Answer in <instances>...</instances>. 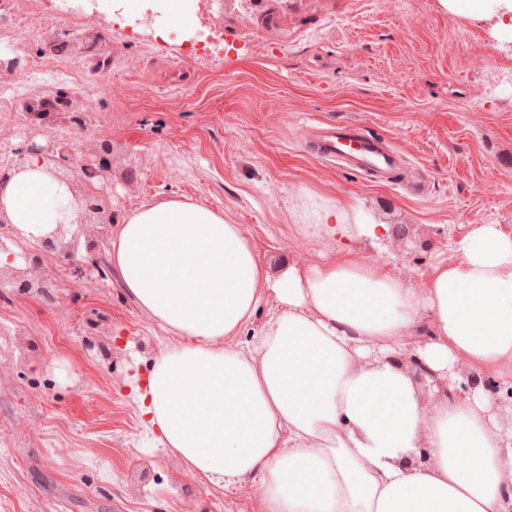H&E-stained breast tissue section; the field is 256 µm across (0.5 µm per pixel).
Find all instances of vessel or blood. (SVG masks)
Listing matches in <instances>:
<instances>
[{"instance_id": "1", "label": "vessel or blood", "mask_w": 512, "mask_h": 512, "mask_svg": "<svg viewBox=\"0 0 512 512\" xmlns=\"http://www.w3.org/2000/svg\"><path fill=\"white\" fill-rule=\"evenodd\" d=\"M305 142L318 161L353 169L377 183L409 186L403 153L383 136L357 124L314 121L305 128Z\"/></svg>"}]
</instances>
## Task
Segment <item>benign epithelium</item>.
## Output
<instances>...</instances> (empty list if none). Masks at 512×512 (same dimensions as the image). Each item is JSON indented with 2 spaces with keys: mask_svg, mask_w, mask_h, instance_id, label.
Segmentation results:
<instances>
[{
  "mask_svg": "<svg viewBox=\"0 0 512 512\" xmlns=\"http://www.w3.org/2000/svg\"><path fill=\"white\" fill-rule=\"evenodd\" d=\"M67 102L60 98L41 99L25 106L26 124L32 128L49 116L63 112ZM21 154L36 156L60 183L67 186L74 196L76 206L70 220L55 224L53 230L34 238L32 246L24 251L26 268L20 272L13 287L19 294H27L37 289L41 295L52 298L51 289L57 284L44 273L43 255L56 253L68 262L72 275L82 280L93 268L103 264V258L97 252V240L88 239L85 253L78 254L80 229L87 224L98 226L99 230L112 224V206L109 205V193L104 188L112 185V153L106 149L87 153L79 162L72 158L71 145L66 142L50 143L46 146L27 141L21 147ZM71 237H66V234ZM468 385L482 386L488 394L491 410L503 419L512 421V392L507 398L500 396L501 387L492 384L487 378L472 379Z\"/></svg>",
  "mask_w": 512,
  "mask_h": 512,
  "instance_id": "benign-epithelium-1",
  "label": "benign epithelium"
}]
</instances>
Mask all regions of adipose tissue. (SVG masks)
Returning <instances> with one entry per match:
<instances>
[{"instance_id":"ef3b65f1","label":"adipose tissue","mask_w":512,"mask_h":512,"mask_svg":"<svg viewBox=\"0 0 512 512\" xmlns=\"http://www.w3.org/2000/svg\"><path fill=\"white\" fill-rule=\"evenodd\" d=\"M69 198L34 156L0 185L28 236ZM295 230L336 249L276 276L240 225L192 200L136 209L113 234L123 288L181 338L134 388L157 446L217 486L255 479L265 512H507L512 429L479 389L423 403L401 361L512 386V233L475 225L418 291L350 258L351 241L389 234L358 208L305 202ZM270 299L259 334L239 342ZM421 323L428 338L412 342Z\"/></svg>"}]
</instances>
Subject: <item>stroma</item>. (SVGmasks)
Segmentation results:
<instances>
[{
	"label": "stroma",
	"instance_id": "stroma-1",
	"mask_svg": "<svg viewBox=\"0 0 512 512\" xmlns=\"http://www.w3.org/2000/svg\"><path fill=\"white\" fill-rule=\"evenodd\" d=\"M60 25V55L112 52L122 98L37 84L26 100L67 94L105 126L66 119L37 128L75 153L112 149L114 224L135 209L190 199L241 225L271 273L330 251L294 231L305 195L364 209L389 224L353 258L424 288L475 222L512 232V28L495 0L479 13L442 0H202ZM120 24L126 39L112 35ZM314 120L355 122L404 153L414 196L314 160ZM43 268L56 300L0 287V512H255L256 482L223 489L152 447L132 398L133 374L175 344L121 288L115 271L75 279L56 255ZM96 341V348L85 345Z\"/></svg>",
	"mask_w": 512,
	"mask_h": 512
}]
</instances>
